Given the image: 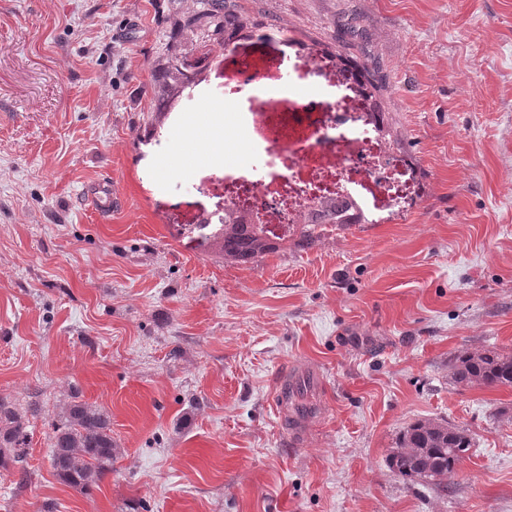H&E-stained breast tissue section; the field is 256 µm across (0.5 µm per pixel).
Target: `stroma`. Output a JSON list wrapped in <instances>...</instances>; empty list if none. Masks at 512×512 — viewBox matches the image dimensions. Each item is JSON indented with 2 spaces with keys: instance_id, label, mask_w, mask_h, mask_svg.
<instances>
[{
  "instance_id": "35a3bbf8",
  "label": "stroma",
  "mask_w": 512,
  "mask_h": 512,
  "mask_svg": "<svg viewBox=\"0 0 512 512\" xmlns=\"http://www.w3.org/2000/svg\"><path fill=\"white\" fill-rule=\"evenodd\" d=\"M225 46L184 27L201 0H0V400L26 409L22 468L0 512H512V389L456 386L448 359L512 352V0H247ZM388 79L394 145L345 141L365 165L285 139L369 108L336 64V24ZM314 44L285 52L282 36ZM195 68L166 75L172 58ZM311 89L281 129L238 74ZM219 123L224 165L189 164V124ZM255 139L258 151L235 143ZM392 155L383 170L373 159ZM112 184L108 224L89 182ZM264 180L274 198L354 187L373 221L248 264L198 226ZM308 425L275 415L282 370ZM107 412L112 471L87 494L52 463L72 396ZM420 419L469 430L440 493L387 457ZM27 479H20V471Z\"/></svg>"
}]
</instances>
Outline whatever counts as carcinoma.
Segmentation results:
<instances>
[{
	"label": "carcinoma",
	"instance_id": "obj_1",
	"mask_svg": "<svg viewBox=\"0 0 512 512\" xmlns=\"http://www.w3.org/2000/svg\"><path fill=\"white\" fill-rule=\"evenodd\" d=\"M204 16L215 29L224 32V45L232 44L245 20L244 0H203ZM336 41V57L341 60L356 57L362 33L344 23ZM365 96L373 98L386 85L380 72L365 68L350 71ZM369 220L358 201L342 193L319 196L295 210L293 223L282 235L255 224L243 210L224 209V223L202 224V238L218 245L224 258L249 262L278 250L284 244H312L321 238L320 227L344 230L352 224H367ZM455 384L461 387H512V354L497 351H462L448 361ZM111 422L107 413L86 403L75 401L66 409L65 421L53 428V462L60 478L87 493L112 472L115 456L112 446ZM26 420L8 403L0 401V467L22 462L27 447ZM471 448L466 430L456 425L435 421L411 425L400 439L389 462L404 480L413 482L425 478L440 490L448 489V475Z\"/></svg>",
	"mask_w": 512,
	"mask_h": 512
}]
</instances>
